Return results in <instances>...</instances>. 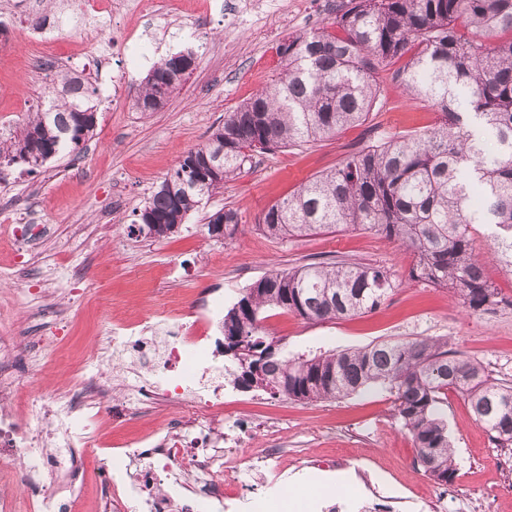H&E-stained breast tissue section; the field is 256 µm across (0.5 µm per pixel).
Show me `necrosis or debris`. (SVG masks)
<instances>
[{
	"label": "necrosis or debris",
	"instance_id": "obj_1",
	"mask_svg": "<svg viewBox=\"0 0 512 512\" xmlns=\"http://www.w3.org/2000/svg\"><path fill=\"white\" fill-rule=\"evenodd\" d=\"M214 314L213 301L204 299L194 321L178 323L176 339L157 364L161 382L138 390L132 400L136 410L152 412L161 398L187 390L207 349L223 351V337L206 334ZM50 342L40 332L0 336V455L24 462L23 470L0 471V512H78L84 496V449L101 452L112 462L97 487L101 512H222L228 498L243 502L248 512H270L267 497L240 479L249 461L245 453L225 456L218 468L210 458L185 451L188 437H201L213 418L222 416L219 394L197 396L172 423L140 442L106 449L91 424L102 411L108 388L94 376H78L69 387L53 391L48 402L38 403L35 420L24 419L18 408L23 392L15 361L25 357L30 371H38ZM161 475L168 480L167 492H147V485ZM18 484L29 488L27 499L12 494Z\"/></svg>",
	"mask_w": 512,
	"mask_h": 512
}]
</instances>
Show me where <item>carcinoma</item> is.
<instances>
[{
	"label": "carcinoma",
	"mask_w": 512,
	"mask_h": 512,
	"mask_svg": "<svg viewBox=\"0 0 512 512\" xmlns=\"http://www.w3.org/2000/svg\"><path fill=\"white\" fill-rule=\"evenodd\" d=\"M282 70L272 84L224 116L210 142L189 150L138 214L147 234L176 233L202 200L224 188L254 156L313 145L365 122L381 96L379 73L410 98L440 112L433 126L380 134L293 195L272 204L260 227L279 240L352 228L405 247L412 274L446 287L470 313L509 304L486 275L472 225L487 224L512 249V0H342L334 21L280 45ZM193 52L157 62L138 86L133 107L156 112L188 80ZM96 87L58 69L19 132L0 138V169L40 167L94 136ZM220 156L221 174L203 179L201 160ZM230 237L233 208L209 216ZM396 288L384 266L312 262L273 269L244 289L224 313V370L242 391L309 403L371 388L389 391L425 474L441 483L456 473L439 405L460 394L492 441L512 446V380L439 337L414 336L364 347L293 357L262 326L280 309L313 323L379 308Z\"/></svg>",
	"instance_id": "carcinoma-1"
}]
</instances>
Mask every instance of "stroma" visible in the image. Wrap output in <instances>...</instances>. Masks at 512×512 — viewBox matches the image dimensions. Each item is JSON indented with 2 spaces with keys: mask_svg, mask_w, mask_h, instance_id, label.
<instances>
[{
  "mask_svg": "<svg viewBox=\"0 0 512 512\" xmlns=\"http://www.w3.org/2000/svg\"><path fill=\"white\" fill-rule=\"evenodd\" d=\"M28 0H0L5 32L0 42L12 47L0 60V133L15 131L25 120L17 100L36 106L53 68L33 61L35 31L58 38V66L90 74L99 112L95 135L80 154L63 152L42 167L23 164L0 174V240L14 247L0 250V335L24 336L33 329L57 334L40 362L37 375H26L30 395L45 384L71 381L76 374L96 373L110 387L114 401L126 399L135 378L155 383L156 375L132 353L101 354L113 324L152 315V333L164 340L175 322L153 310L176 297L184 320H193L196 300L219 290L222 308L231 307L244 288L271 268L290 269L313 261L343 257L392 270L396 290L374 312L333 324L313 325L280 311H269L263 325L281 338L288 355L356 348L370 342L413 336L447 337L452 349L478 360L494 377L512 379V270L493 264L488 276L507 298L496 312L472 315L447 289L434 288L410 275L412 257L395 244L359 230L318 234L282 241L258 228L262 212L293 193L317 173L336 166L364 146L372 132L402 131L426 125L436 111L396 88L390 72L380 73L384 106L360 126L313 146L288 148L256 156L227 181L221 193L203 202L198 212L166 238L131 233L130 227L153 190L170 175L191 148L209 142L224 115L277 76L281 61L275 47L284 39L329 24L335 6L306 0L287 26H272L270 40L228 19V0H195L183 13L171 0L166 16L146 19L128 12L103 29L77 21L74 6L49 0L31 13ZM154 59L193 52L195 68L179 95L157 112L132 107L135 91L152 68L142 59L144 47ZM231 206L240 222L233 238L209 235L206 218ZM44 297L55 304L40 322L24 306ZM224 357L210 356V372L200 375L202 390L221 389L224 412L251 422V451L262 448L265 426L283 435L279 467L241 472L277 506L286 491L313 484L299 512H324L337 504L355 512V493L363 480L376 482L382 495L414 503L413 512H512V471L501 459L511 448L497 447L467 402L449 392L441 407L455 449L456 477L441 485L427 477L417 461L408 433L393 416L389 394L365 392L338 400L301 403L244 392L225 377ZM179 402H163L149 416L95 425L101 442L140 438L168 422ZM345 453L344 467L320 469L319 461Z\"/></svg>",
  "mask_w": 512,
  "mask_h": 512,
  "instance_id": "1",
  "label": "stroma"
}]
</instances>
